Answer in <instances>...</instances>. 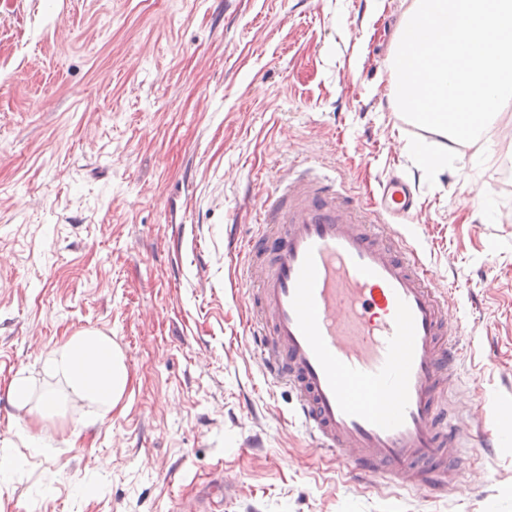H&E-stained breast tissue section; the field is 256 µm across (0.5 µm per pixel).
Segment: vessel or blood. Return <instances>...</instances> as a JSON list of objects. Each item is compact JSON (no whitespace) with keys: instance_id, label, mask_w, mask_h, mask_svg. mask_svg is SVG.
<instances>
[{"instance_id":"b4317fda","label":"vessel or blood","mask_w":512,"mask_h":512,"mask_svg":"<svg viewBox=\"0 0 512 512\" xmlns=\"http://www.w3.org/2000/svg\"><path fill=\"white\" fill-rule=\"evenodd\" d=\"M255 208L241 266L249 332L297 420L348 456L352 476L447 492L462 435L447 420L458 331L449 296L394 230L417 210L410 183L379 180L365 206L335 175L292 169Z\"/></svg>"}]
</instances>
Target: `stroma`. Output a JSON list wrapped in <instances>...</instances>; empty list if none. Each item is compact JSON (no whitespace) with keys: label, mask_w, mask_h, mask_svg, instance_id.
Returning a JSON list of instances; mask_svg holds the SVG:
<instances>
[{"label":"stroma","mask_w":512,"mask_h":512,"mask_svg":"<svg viewBox=\"0 0 512 512\" xmlns=\"http://www.w3.org/2000/svg\"><path fill=\"white\" fill-rule=\"evenodd\" d=\"M409 2L0 0V381L62 393L39 359L89 328L132 375L85 437L47 425V455L0 401V455L24 460L0 512H512V123L427 184L403 146L443 140L388 99ZM291 166L365 201L389 173L416 185L397 231L462 348L470 463L448 494L351 480L265 374L228 238Z\"/></svg>","instance_id":"stroma-1"}]
</instances>
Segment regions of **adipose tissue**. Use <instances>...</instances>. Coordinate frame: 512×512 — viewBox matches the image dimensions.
<instances>
[{
  "label": "adipose tissue",
  "instance_id": "obj_1",
  "mask_svg": "<svg viewBox=\"0 0 512 512\" xmlns=\"http://www.w3.org/2000/svg\"><path fill=\"white\" fill-rule=\"evenodd\" d=\"M41 373L63 383L64 397L36 395L34 379L18 373L0 385V396L30 422L20 435L28 447L48 450L38 428L64 412L66 406L92 405L98 420L111 418L131 384L125 355L111 336L82 329L65 337L40 360Z\"/></svg>",
  "mask_w": 512,
  "mask_h": 512
}]
</instances>
